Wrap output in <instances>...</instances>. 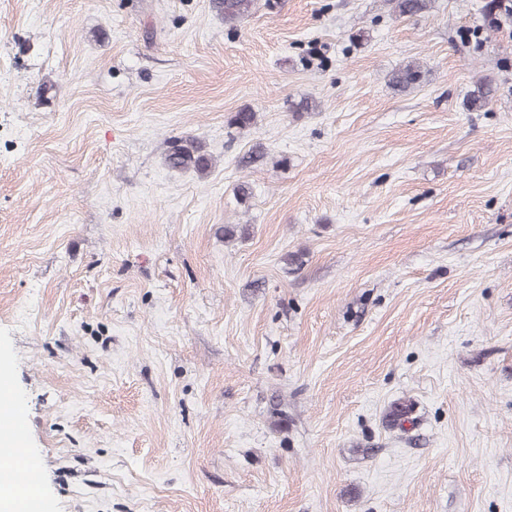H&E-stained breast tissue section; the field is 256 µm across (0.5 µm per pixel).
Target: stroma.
<instances>
[{
  "mask_svg": "<svg viewBox=\"0 0 512 512\" xmlns=\"http://www.w3.org/2000/svg\"><path fill=\"white\" fill-rule=\"evenodd\" d=\"M488 2L0 0V349L52 512H512ZM165 162L172 169L203 172L209 168L210 158L194 140L175 139L171 142Z\"/></svg>",
  "mask_w": 512,
  "mask_h": 512,
  "instance_id": "35a3bbf8",
  "label": "stroma"
}]
</instances>
